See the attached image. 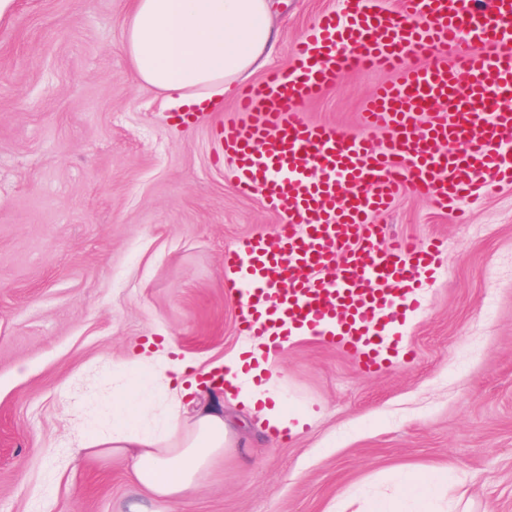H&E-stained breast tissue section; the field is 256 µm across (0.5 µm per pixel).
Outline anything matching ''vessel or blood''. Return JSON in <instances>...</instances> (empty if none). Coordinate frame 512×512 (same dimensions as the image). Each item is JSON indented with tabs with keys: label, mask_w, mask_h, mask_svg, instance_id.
<instances>
[{
	"label": "vessel or blood",
	"mask_w": 512,
	"mask_h": 512,
	"mask_svg": "<svg viewBox=\"0 0 512 512\" xmlns=\"http://www.w3.org/2000/svg\"><path fill=\"white\" fill-rule=\"evenodd\" d=\"M351 71L396 75L362 101L359 130L305 118ZM221 136L238 192L280 218L274 237L224 251L240 333L275 352L296 330L374 372L393 350L384 330L417 307L441 247L388 235L374 215L412 193L459 216L512 187V0H339L288 73L242 90Z\"/></svg>",
	"instance_id": "vessel-or-blood-1"
}]
</instances>
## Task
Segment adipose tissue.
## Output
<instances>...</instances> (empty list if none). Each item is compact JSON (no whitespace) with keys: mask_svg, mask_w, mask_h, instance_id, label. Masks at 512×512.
Returning a JSON list of instances; mask_svg holds the SVG:
<instances>
[{"mask_svg":"<svg viewBox=\"0 0 512 512\" xmlns=\"http://www.w3.org/2000/svg\"><path fill=\"white\" fill-rule=\"evenodd\" d=\"M277 39L269 0H132L124 20L123 50L141 83L182 111L202 112L264 68ZM174 348L169 338L160 348L145 349L130 360L152 373L157 398L128 383L104 408L76 411L88 447L109 448L123 456L140 495L157 503L156 512H172L233 441L220 402L196 409L192 419L183 418L191 389L182 379L186 363L174 358ZM252 358L269 374L263 383L243 374L238 355L222 361L234 373L237 402L261 407L269 424L281 428L310 423L316 416L313 410L295 415L283 410L273 353L256 347ZM442 482L438 470L429 479L400 484L393 500L372 501L368 510L436 512Z\"/></svg>","mask_w":512,"mask_h":512,"instance_id":"1","label":"adipose tissue"}]
</instances>
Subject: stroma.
<instances>
[{
  "label": "stroma",
  "mask_w": 512,
  "mask_h": 512,
  "mask_svg": "<svg viewBox=\"0 0 512 512\" xmlns=\"http://www.w3.org/2000/svg\"><path fill=\"white\" fill-rule=\"evenodd\" d=\"M338 0H277L266 70ZM128 0H17L0 27V512H129L121 458L93 454L68 410L107 404L115 368L148 338L208 365L249 337L224 288V250L274 236L277 217L237 193L220 140L224 97L190 123L140 84L122 49ZM385 73L344 74L304 115L356 129ZM375 223L439 240L434 278L400 327L391 363L304 336L282 349L289 408L323 416L302 434L226 411L235 446L176 512H326L390 472L446 466L445 512H512V187L465 223L419 196Z\"/></svg>",
  "instance_id": "stroma-1"
}]
</instances>
